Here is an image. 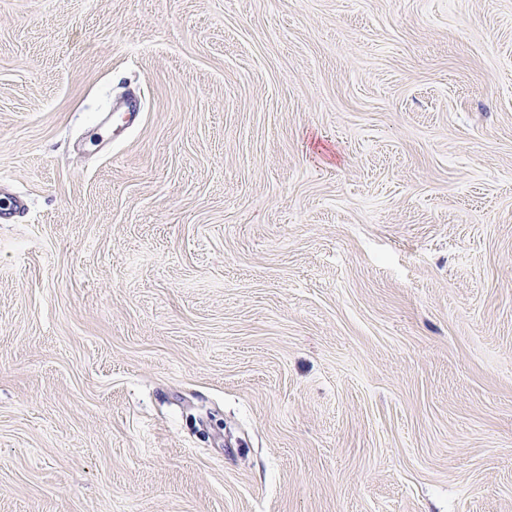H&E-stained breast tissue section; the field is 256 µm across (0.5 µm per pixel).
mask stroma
Returning a JSON list of instances; mask_svg holds the SVG:
<instances>
[{
    "mask_svg": "<svg viewBox=\"0 0 512 512\" xmlns=\"http://www.w3.org/2000/svg\"><path fill=\"white\" fill-rule=\"evenodd\" d=\"M0 179V512H512V0H0ZM1 196L5 195L10 200V203L7 207L3 201H1L0 206V223L1 224H10L13 221V217L17 212H24L28 208V203L26 198L16 192L9 190L1 186L0 188Z\"/></svg>",
    "mask_w": 512,
    "mask_h": 512,
    "instance_id": "obj_1",
    "label": "stroma"
}]
</instances>
